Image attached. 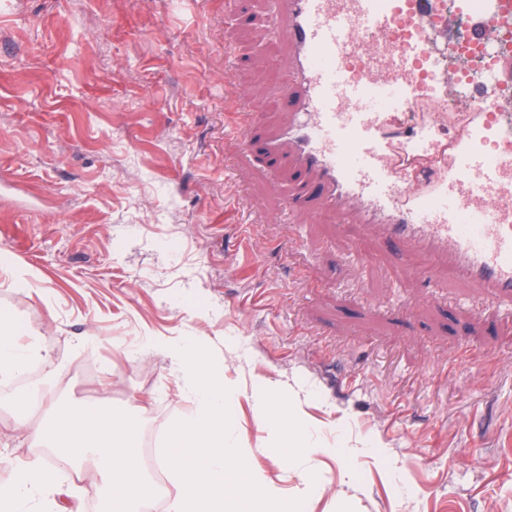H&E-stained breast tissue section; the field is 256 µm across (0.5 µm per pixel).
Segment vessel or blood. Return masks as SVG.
Instances as JSON below:
<instances>
[{"label":"vessel or blood","mask_w":512,"mask_h":512,"mask_svg":"<svg viewBox=\"0 0 512 512\" xmlns=\"http://www.w3.org/2000/svg\"><path fill=\"white\" fill-rule=\"evenodd\" d=\"M388 2L363 32L377 0H271L288 33L289 120L254 138L244 100L232 134L295 176L288 220L323 211L374 228L512 299V162L493 156L512 143V0ZM464 32L483 56L473 76L451 61Z\"/></svg>","instance_id":"b4317fda"}]
</instances>
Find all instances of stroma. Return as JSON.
I'll use <instances>...</instances> for the list:
<instances>
[{
  "mask_svg": "<svg viewBox=\"0 0 512 512\" xmlns=\"http://www.w3.org/2000/svg\"><path fill=\"white\" fill-rule=\"evenodd\" d=\"M270 9L0 0V251L28 280L0 274V311L51 399L124 410L155 444L193 403L142 339L205 337L225 425L298 512H512V304L416 248L362 252L333 215L278 223L293 174L269 184L224 135L234 96L264 105L288 71ZM263 383L320 447L319 489L276 461ZM31 452L0 410V485Z\"/></svg>",
  "mask_w": 512,
  "mask_h": 512,
  "instance_id": "1",
  "label": "stroma"
}]
</instances>
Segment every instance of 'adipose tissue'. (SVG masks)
Listing matches in <instances>:
<instances>
[{
    "mask_svg": "<svg viewBox=\"0 0 512 512\" xmlns=\"http://www.w3.org/2000/svg\"><path fill=\"white\" fill-rule=\"evenodd\" d=\"M16 335L12 319L0 314L1 385L22 377L34 358ZM145 342L161 345L181 393L194 400L193 409L166 431L164 483H155L141 465L136 422L108 407L48 401L55 380L50 374L13 398L16 428L48 455L16 467L12 482L0 486V512H57L56 494L76 489L88 466L95 470L93 489L103 500V512H149L159 496L167 502L166 512H293V503L257 474L239 437L225 427L224 366L212 358L205 340L159 343L149 336ZM253 401L280 461L303 467L305 484L316 486L319 450L296 427L288 399L262 384ZM36 410L41 420L34 425L30 415Z\"/></svg>",
    "mask_w": 512,
    "mask_h": 512,
    "instance_id": "ef3b65f1",
    "label": "adipose tissue"
}]
</instances>
